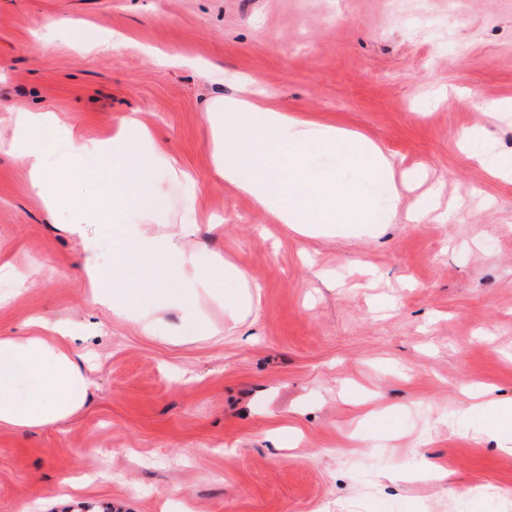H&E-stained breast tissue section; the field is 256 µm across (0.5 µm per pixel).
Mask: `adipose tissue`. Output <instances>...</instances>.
I'll list each match as a JSON object with an SVG mask.
<instances>
[{
	"label": "adipose tissue",
	"mask_w": 512,
	"mask_h": 512,
	"mask_svg": "<svg viewBox=\"0 0 512 512\" xmlns=\"http://www.w3.org/2000/svg\"><path fill=\"white\" fill-rule=\"evenodd\" d=\"M204 117L216 175L251 197L271 223L331 225L344 235L361 236L367 227L391 223L400 211L411 224L435 217L432 201L440 197V187H433L431 202L402 206V187L414 181L413 173L395 175L373 142L267 104L250 76L241 77L236 95L208 100ZM11 121L20 163L40 194L72 211L71 233L82 235L83 223L90 220L112 223L111 273L95 266V242L83 243L80 269L89 277L92 303L143 322L149 332L203 333L195 303L178 286L194 264L184 232L206 219L197 206L196 179L177 157L158 147L143 113L125 114L111 135L101 139L85 138L54 112L15 107ZM42 131L67 142L66 177L56 174L45 152L26 144V135ZM89 156L111 165V187H104L97 172L86 166ZM175 187L181 191L180 231L148 232L146 223L169 209ZM205 280L222 294L230 315L251 310L253 297L243 269L216 262ZM147 300L159 310L177 309L180 325L171 327L160 317L142 321L140 308ZM74 339L63 328L54 336L0 337V427L23 431L54 424L83 405L92 380L67 348Z\"/></svg>",
	"instance_id": "adipose-tissue-1"
}]
</instances>
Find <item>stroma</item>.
Returning a JSON list of instances; mask_svg holds the SVG:
<instances>
[{
  "instance_id": "obj_1",
  "label": "stroma",
  "mask_w": 512,
  "mask_h": 512,
  "mask_svg": "<svg viewBox=\"0 0 512 512\" xmlns=\"http://www.w3.org/2000/svg\"><path fill=\"white\" fill-rule=\"evenodd\" d=\"M241 73L419 171L405 203L443 184L442 219L374 238L268 223L207 152L205 103ZM511 99L512 0H0V336L48 319L96 359L71 417L0 427V512H512V454L455 423L469 389L512 398V181L480 162L512 156V117L480 109ZM11 106L89 138L144 111L224 220L188 248L244 269L256 310L233 320L191 280L213 333L176 341L91 306L68 210L10 148Z\"/></svg>"
}]
</instances>
